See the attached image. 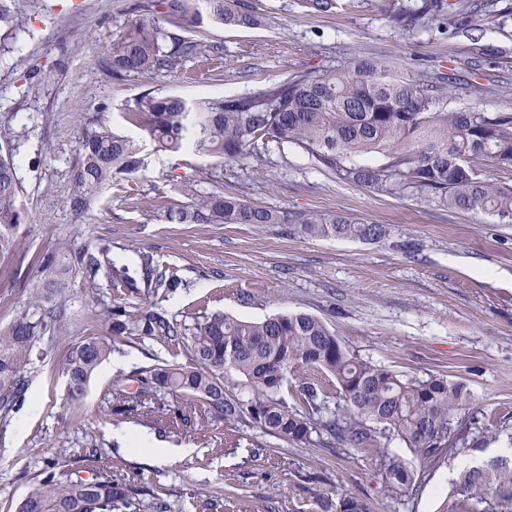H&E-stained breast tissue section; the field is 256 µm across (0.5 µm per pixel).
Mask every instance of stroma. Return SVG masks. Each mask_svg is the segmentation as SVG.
<instances>
[{
  "label": "stroma",
  "instance_id": "stroma-1",
  "mask_svg": "<svg viewBox=\"0 0 512 512\" xmlns=\"http://www.w3.org/2000/svg\"><path fill=\"white\" fill-rule=\"evenodd\" d=\"M138 2L25 0L20 26L0 29V126L13 131L25 213L24 223L0 225V328L57 278L65 281L61 299L69 312L59 334L37 340L24 401L0 411V512H16L50 461L82 477L108 469L144 499L160 495L170 512H205L207 502L212 512H297L337 486L371 499L374 512H442L466 456L424 469L397 437L382 440L385 454L424 471L413 489L389 497L377 459L367 455L297 445L244 420L235 428L263 446L254 456L225 447L230 428L210 414L203 428L164 430L115 413L107 400L115 375L104 366L71 400L62 362L73 343L107 335L109 307L155 305L182 321L205 303L251 321L305 312L327 321L362 358L464 382L469 412L505 430L485 445L493 456L512 433V223L415 194H379L340 181L300 149L262 144L248 158L224 163L189 151L148 152L146 172L106 186L79 219L65 198L88 117L103 112L116 131L144 138L127 114L149 87L189 100L246 96L374 54L411 74L464 72L485 86L479 98L449 87L448 110L512 113V0H496L492 11L468 14L453 27L426 17L409 29L395 23L394 9L417 13L424 0H338L328 12L310 0H249L263 22L213 31L223 61H187L151 80L106 78L101 63ZM187 181L201 193L218 188L294 215L342 213L388 233L363 242L310 238L284 224L167 223V208L188 201ZM83 247L108 252L99 287H86L74 261ZM146 255L181 287L149 288ZM116 276L122 287H111ZM119 353L133 360L123 371L129 378L161 362L188 361L186 345L163 340H134ZM120 428L148 429L178 454L155 464L123 449L114 436ZM302 472L318 482L300 481Z\"/></svg>",
  "mask_w": 512,
  "mask_h": 512
}]
</instances>
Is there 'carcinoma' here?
I'll return each mask as SVG.
<instances>
[{
	"mask_svg": "<svg viewBox=\"0 0 512 512\" xmlns=\"http://www.w3.org/2000/svg\"><path fill=\"white\" fill-rule=\"evenodd\" d=\"M24 0H0V24L22 22ZM110 44L102 69L109 78L159 76L191 59H220L223 46L208 38L210 27L250 28L260 16L244 0H148ZM431 16L457 24L456 4L431 0ZM171 26L183 31L174 34ZM452 79L402 72L373 56H359L333 71L285 79L246 97L188 102L147 90L134 105L133 118L146 128L159 151L188 150L218 162L242 159L257 142L294 145L320 167L346 183L377 193L417 192L435 196L454 210L491 214L512 223V186L483 177L473 161L512 166V113L476 110L449 112L440 106ZM13 135L0 128V224H22L18 203L23 191L14 157ZM144 145L122 135L102 118L86 124L73 164L66 204L77 216L96 203L112 181L144 166ZM383 162L359 165L355 158ZM194 197L166 211L170 224H296L309 237L375 241L386 235L380 224L338 215L301 214L296 218L269 207L226 197L219 190ZM103 250L75 253L88 287L95 288ZM147 281L175 288L178 280L143 257ZM109 335L73 344L63 364L69 397L78 400L94 372L118 342L187 337L190 363L156 364L141 370L135 397L127 382L112 387L113 407L151 425L171 426L144 411L172 394L181 401L179 421H196L197 407L233 426L245 419L262 433L305 446L333 445L350 454L379 459L385 495L414 483V472L399 457L381 454L379 439L398 437L417 456L436 461L479 451L484 428L461 417L470 403L464 383L445 375L420 378L392 370L351 352L322 319L287 313L251 321L221 310L200 311L186 326L153 309L105 313ZM66 321L63 304L37 298L0 329V407L24 393L36 340ZM237 377L236 393L225 380ZM293 389V403L282 396ZM450 512H512V458L496 456L466 464L455 479ZM315 512H374L370 499L341 488L316 497ZM139 494L124 480L100 471L91 478L53 471L33 486L17 512H143Z\"/></svg>",
	"mask_w": 512,
	"mask_h": 512,
	"instance_id": "carcinoma-1",
	"label": "carcinoma"
}]
</instances>
